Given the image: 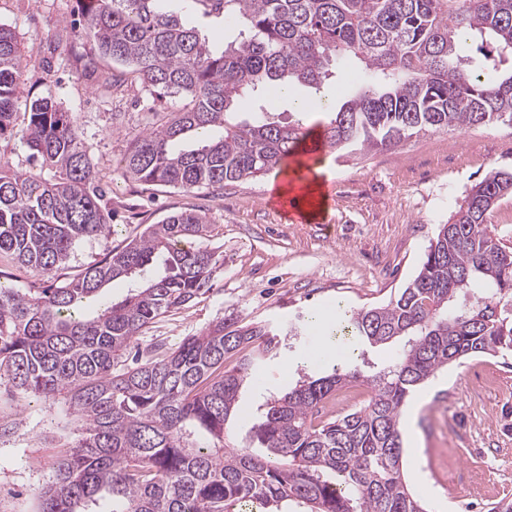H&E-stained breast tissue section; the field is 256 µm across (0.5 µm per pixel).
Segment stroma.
I'll use <instances>...</instances> for the list:
<instances>
[{
  "label": "stroma",
  "instance_id": "1",
  "mask_svg": "<svg viewBox=\"0 0 512 512\" xmlns=\"http://www.w3.org/2000/svg\"><path fill=\"white\" fill-rule=\"evenodd\" d=\"M170 5L214 51L241 30L206 13L199 0ZM0 24L12 30L24 59L17 133L0 139V155L14 170L31 171L19 131L28 124L31 103L51 99L76 115L112 210L111 234L76 241L58 283L169 214L196 209L212 224L221 257L211 290L150 325L137 339L143 348L178 344L225 319L283 326L319 309L350 313L386 303L416 276L439 225L471 186L491 170L512 169V126L498 125L425 132L348 161L326 156L324 212L307 224L288 221L267 176L225 183L218 194L149 188L124 178L119 162L130 143L179 111L183 98L156 100L132 71L75 39L84 24L79 0H0ZM285 342L276 356L258 362L241 388L249 416L231 421V446H251L267 396L287 391L301 376L331 373V366L303 361L325 343L316 331ZM401 425L416 442L402 450L404 479L427 512H488L491 504L512 500V355L449 364L409 400ZM78 429L65 395H27L0 379V512H39V496Z\"/></svg>",
  "mask_w": 512,
  "mask_h": 512
}]
</instances>
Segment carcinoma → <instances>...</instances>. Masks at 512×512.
I'll list each match as a JSON object with an SVG mask.
<instances>
[{
  "mask_svg": "<svg viewBox=\"0 0 512 512\" xmlns=\"http://www.w3.org/2000/svg\"><path fill=\"white\" fill-rule=\"evenodd\" d=\"M79 2L76 37L132 68L156 98L189 100L122 158V175L142 184L221 191L226 181L281 172L308 127L265 112L232 123L234 106L266 103L296 83H342L352 58L364 65L360 88L326 108L321 130L323 148L339 158L420 132L512 125V67L503 68L512 64V0H197L246 22L219 54L164 0ZM22 74L15 37L0 25V137ZM23 138L53 176L18 173L0 156V252L50 281L76 240L111 233L112 212L73 114L36 100ZM509 196L512 172L490 173L439 225L397 297L336 313L326 336L400 341L396 359L369 375L335 368L267 397L254 426L261 452L229 446L226 425L242 412L244 379L278 349L273 331L221 320L117 369L157 318L209 291L219 252L206 215L172 213L67 284L0 285V372L27 394L66 393L80 423L41 512H426L404 480L402 407L457 360L512 354V248L488 225ZM117 280L128 294L115 303L102 290ZM477 284L481 295L457 305ZM97 301L91 315L81 312ZM352 383L370 388L368 402L341 418L325 414Z\"/></svg>",
  "mask_w": 512,
  "mask_h": 512,
  "instance_id": "cac0c4a2",
  "label": "carcinoma"
}]
</instances>
